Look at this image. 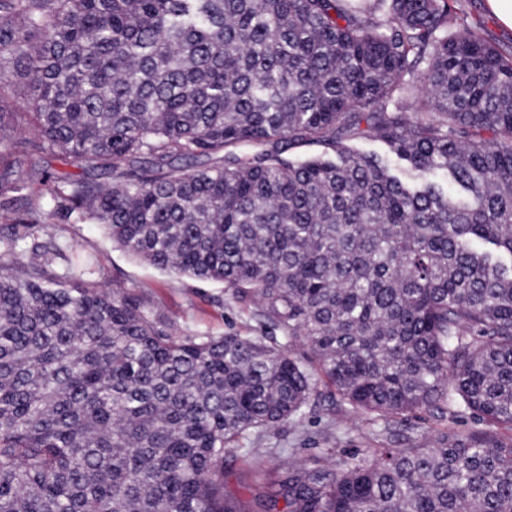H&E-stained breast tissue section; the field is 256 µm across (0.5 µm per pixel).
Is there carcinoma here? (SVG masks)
I'll use <instances>...</instances> for the list:
<instances>
[{
	"label": "carcinoma",
	"mask_w": 512,
	"mask_h": 512,
	"mask_svg": "<svg viewBox=\"0 0 512 512\" xmlns=\"http://www.w3.org/2000/svg\"><path fill=\"white\" fill-rule=\"evenodd\" d=\"M365 2L0 0V84L32 87L42 149L82 170L32 200L27 150L0 161L22 225L0 236V512H512V51L454 0ZM46 209L279 335L178 334L41 240ZM322 382L387 434L422 412L509 434L224 491L226 456Z\"/></svg>",
	"instance_id": "obj_1"
}]
</instances>
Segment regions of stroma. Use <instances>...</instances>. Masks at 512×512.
Instances as JSON below:
<instances>
[{"instance_id": "stroma-1", "label": "stroma", "mask_w": 512, "mask_h": 512, "mask_svg": "<svg viewBox=\"0 0 512 512\" xmlns=\"http://www.w3.org/2000/svg\"><path fill=\"white\" fill-rule=\"evenodd\" d=\"M28 102L25 83L18 81L0 88V110L13 115L8 128L10 136L28 147L24 178L32 193L38 195L44 190L40 181L43 170L72 173L76 167L40 149ZM37 232L44 238L65 237L76 251L93 255L99 285L134 291L149 305L172 317L182 335L261 333L253 309L236 303L223 284L179 277L136 260L112 244L101 225L51 221L39 225ZM486 428L485 422L468 415H451L441 420L420 413L399 419L391 434L383 437L379 434V423L366 416H345L339 399L325 393L310 400L300 423L281 426L256 442L252 463H245L239 455H228L224 487L229 494L249 503L255 494L277 485L285 464L292 458L317 459L330 468L336 460L367 448H416L432 444L444 432L467 434Z\"/></svg>"}]
</instances>
